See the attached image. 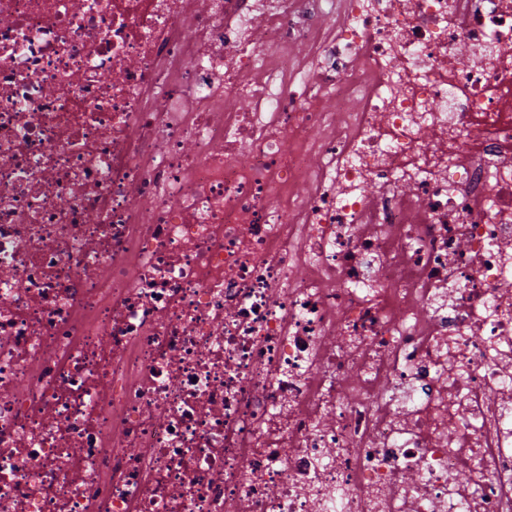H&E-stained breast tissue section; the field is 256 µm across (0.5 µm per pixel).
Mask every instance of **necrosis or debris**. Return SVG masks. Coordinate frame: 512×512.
<instances>
[{"mask_svg": "<svg viewBox=\"0 0 512 512\" xmlns=\"http://www.w3.org/2000/svg\"><path fill=\"white\" fill-rule=\"evenodd\" d=\"M509 281L512 0H0V512H512Z\"/></svg>", "mask_w": 512, "mask_h": 512, "instance_id": "necrosis-or-debris-1", "label": "necrosis or debris"}]
</instances>
